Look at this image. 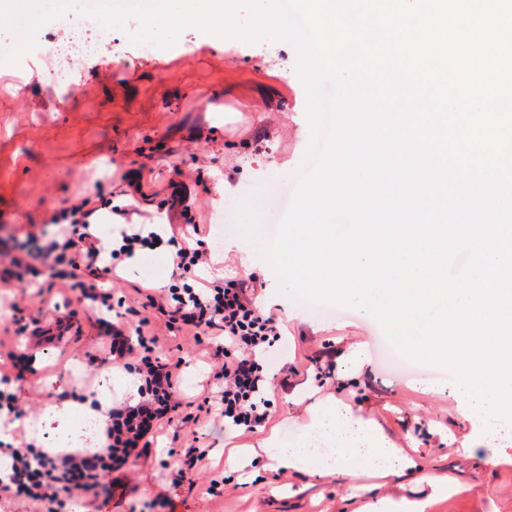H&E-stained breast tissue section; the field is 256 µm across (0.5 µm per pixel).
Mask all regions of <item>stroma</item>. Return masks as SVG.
<instances>
[{
	"mask_svg": "<svg viewBox=\"0 0 512 512\" xmlns=\"http://www.w3.org/2000/svg\"><path fill=\"white\" fill-rule=\"evenodd\" d=\"M138 27L133 21L124 32L93 28L104 56L79 60L62 74L43 53L61 35L49 23L37 33V50L0 62V225H11L22 244L27 232L54 233L55 218L76 198L87 197L98 209V232L105 239L117 222L116 206L128 207L133 224L210 225L211 276L240 278V253L223 246L240 236L239 203L255 196L261 223H279L310 141L296 52L281 41L250 44L187 27L169 47L146 53L129 37ZM171 273L169 253L147 252L112 287L132 306L138 287L164 286ZM37 291L31 281L15 292L27 320H44L58 307L74 313V327L60 344L41 349L29 333H11L15 312L0 306V353L14 350L31 358L36 375L14 382L11 390L37 399L40 409L18 427L56 451L57 406L100 395L121 402L127 394L123 370L109 372L113 382L106 387L104 368L87 362L101 346L99 309L63 288L44 302ZM287 307L288 347L270 352L264 363L273 374L285 364L296 373L288 387L270 389V417L261 431L206 430V470L175 485L170 473L181 455L171 441L187 443L190 434L180 421L166 423L150 459L138 465L136 482L78 498L82 512H152L148 503L158 496L169 500L170 512H362L373 494L397 500L429 493L427 484L401 486L390 478L354 481L271 470L252 478L244 469L225 470L226 456L257 447L261 433L281 428L289 437L302 436V420L289 418L288 411L311 394L362 407L400 447L437 456L435 472L447 476L449 439L465 441L472 429L460 423L461 406L445 366L421 362L400 370L380 362L373 336L382 327L357 308L339 304L317 311L295 299ZM155 331L163 353L185 359L181 391L202 392L209 368L193 338L161 324ZM328 345L346 354V361L316 366ZM464 477L471 492L435 501L429 512H512L511 463L488 468L475 459L465 464ZM214 478L224 481L217 498L208 493Z\"/></svg>",
	"mask_w": 512,
	"mask_h": 512,
	"instance_id": "1",
	"label": "stroma"
}]
</instances>
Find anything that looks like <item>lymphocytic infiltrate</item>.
<instances>
[{"instance_id":"lymphocytic-infiltrate-1","label":"lymphocytic infiltrate","mask_w":512,"mask_h":512,"mask_svg":"<svg viewBox=\"0 0 512 512\" xmlns=\"http://www.w3.org/2000/svg\"><path fill=\"white\" fill-rule=\"evenodd\" d=\"M68 224L54 235H40L36 251L21 246L0 247V288L24 287L28 277H42V286L63 285L99 307L114 310V295L104 281L115 277L121 263L139 251L168 243L174 246L173 282L139 290L135 322L120 324L106 317L99 325L108 350L91 357L92 365L120 366L138 375L139 399L123 402L107 413L103 443L93 451L53 452L36 448L26 436L9 444L11 476L0 481V497L39 505L41 512H56L61 496L98 495L113 473L130 472L138 460L149 458L150 447L163 423L180 420L192 438L183 450L173 483L180 484L201 467L209 451L198 436L202 423L223 422L225 428L250 432L270 414L266 398L267 376L260 354L284 334L276 315L256 304L257 290L246 279H208L212 265L201 224L184 229L173 225L169 238H161L143 224L122 225L111 244H103L91 219L87 197L76 199L65 211ZM47 260L46 269L36 260ZM161 319L167 328L191 331L196 345L209 354V374L203 393L185 395L179 385L180 361L162 355L149 327Z\"/></svg>"}]
</instances>
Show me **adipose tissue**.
<instances>
[{
  "label": "adipose tissue",
  "instance_id": "adipose-tissue-1",
  "mask_svg": "<svg viewBox=\"0 0 512 512\" xmlns=\"http://www.w3.org/2000/svg\"><path fill=\"white\" fill-rule=\"evenodd\" d=\"M305 416L307 431L301 438L291 440L274 431L259 439L268 468L316 477H348L366 468L382 477H420L433 491L429 498L398 502L376 498L368 503L367 512H427L433 498L446 499L470 490L457 475L445 479L432 476L426 453L409 456L360 409L330 400L310 405Z\"/></svg>",
  "mask_w": 512,
  "mask_h": 512
}]
</instances>
